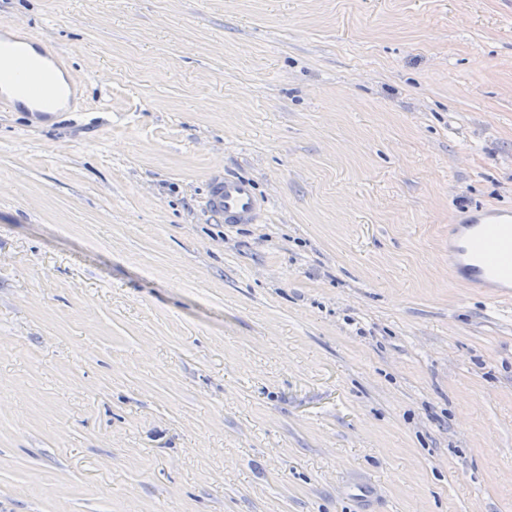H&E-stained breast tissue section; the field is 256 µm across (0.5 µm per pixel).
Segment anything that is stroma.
<instances>
[{
  "label": "stroma",
  "instance_id": "stroma-1",
  "mask_svg": "<svg viewBox=\"0 0 512 512\" xmlns=\"http://www.w3.org/2000/svg\"><path fill=\"white\" fill-rule=\"evenodd\" d=\"M0 512H512V0H0ZM250 179L259 224L202 197ZM512 211H476L454 233L451 273L460 283L492 286L512 283Z\"/></svg>",
  "mask_w": 512,
  "mask_h": 512
}]
</instances>
